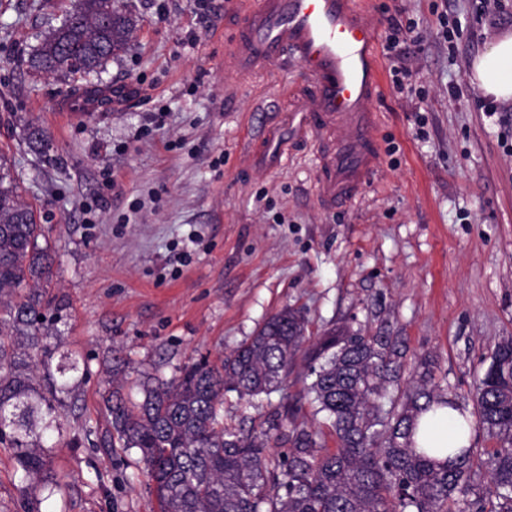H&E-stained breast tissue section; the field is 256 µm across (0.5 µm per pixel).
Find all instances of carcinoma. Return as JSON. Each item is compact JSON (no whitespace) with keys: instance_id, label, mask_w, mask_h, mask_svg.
<instances>
[{"instance_id":"carcinoma-1","label":"carcinoma","mask_w":512,"mask_h":512,"mask_svg":"<svg viewBox=\"0 0 512 512\" xmlns=\"http://www.w3.org/2000/svg\"><path fill=\"white\" fill-rule=\"evenodd\" d=\"M136 17L124 0H78L27 59L45 74L99 73L125 51ZM28 148L48 151L29 125ZM15 161L0 153V443L13 451L23 492L49 487L45 438L60 431L59 395L47 358L52 266L43 225L22 198ZM404 351L384 332L349 326L307 336L302 309L271 316L219 366L205 360L171 380L149 375L125 392L112 370L105 408L110 443L140 454L158 512H512V338L500 343L474 395L479 424L498 438L489 481L475 489L473 448H418L420 416L435 407L463 411L435 382L423 358L403 379ZM312 381L288 403L297 366ZM241 399L280 395L259 426L224 424V392ZM325 414L338 446L325 448L314 423L298 419L301 401ZM271 448H284L278 457Z\"/></svg>"}]
</instances>
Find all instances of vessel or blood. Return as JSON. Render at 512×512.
<instances>
[{"label":"vessel or blood","mask_w":512,"mask_h":512,"mask_svg":"<svg viewBox=\"0 0 512 512\" xmlns=\"http://www.w3.org/2000/svg\"><path fill=\"white\" fill-rule=\"evenodd\" d=\"M232 45L243 74L297 70V135L315 150V193L327 209L351 205L379 168L373 104L382 91L378 28L357 0H245ZM255 157L278 169L288 160V126L256 113Z\"/></svg>","instance_id":"obj_1"}]
</instances>
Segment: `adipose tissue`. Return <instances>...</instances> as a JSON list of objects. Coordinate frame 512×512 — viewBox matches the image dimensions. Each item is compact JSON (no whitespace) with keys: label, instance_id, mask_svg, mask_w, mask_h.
<instances>
[{"label":"adipose tissue","instance_id":"adipose-tissue-1","mask_svg":"<svg viewBox=\"0 0 512 512\" xmlns=\"http://www.w3.org/2000/svg\"><path fill=\"white\" fill-rule=\"evenodd\" d=\"M472 80L486 95L512 100V35H503L473 60ZM470 439L469 423L448 407L423 414L415 435L420 448H463Z\"/></svg>","mask_w":512,"mask_h":512}]
</instances>
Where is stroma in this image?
I'll list each match as a JSON object with an SVG mask.
<instances>
[{"instance_id":"obj_1","label":"stroma","mask_w":512,"mask_h":512,"mask_svg":"<svg viewBox=\"0 0 512 512\" xmlns=\"http://www.w3.org/2000/svg\"><path fill=\"white\" fill-rule=\"evenodd\" d=\"M370 0L380 40L414 19L399 49L403 88L374 104L381 168L359 203L325 210L312 149L288 164L250 159V116L299 103L292 71L242 76L224 64L239 0H127L137 29L89 77L23 63L75 0H0V151L47 229L62 355L78 368L49 451L54 494L29 504L0 444V512H157L134 451L109 447L103 395L113 366L169 379L220 363L273 314L302 308L308 335L347 324L396 336L406 363L429 356L466 413L495 346L512 336V103L496 113L472 61L512 33V0ZM128 89L109 112L78 110L77 87ZM51 142L26 144L28 124Z\"/></svg>"}]
</instances>
